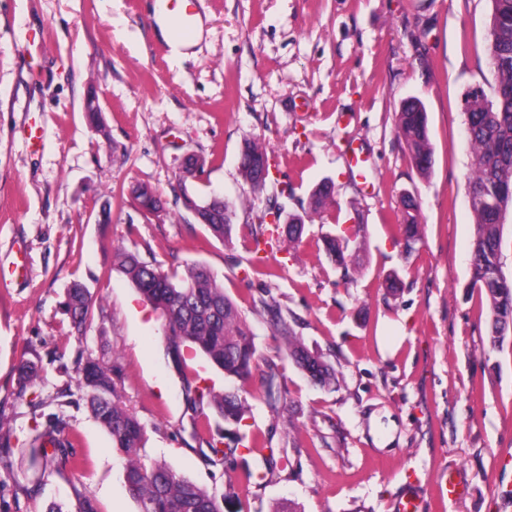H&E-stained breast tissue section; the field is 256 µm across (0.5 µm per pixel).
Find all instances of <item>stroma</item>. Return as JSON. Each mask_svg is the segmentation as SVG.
<instances>
[{
  "label": "stroma",
  "mask_w": 512,
  "mask_h": 512,
  "mask_svg": "<svg viewBox=\"0 0 512 512\" xmlns=\"http://www.w3.org/2000/svg\"><path fill=\"white\" fill-rule=\"evenodd\" d=\"M200 9V39L175 48L154 0H0V442L9 446L0 512H47L84 494L98 512H139L77 386L82 352L119 365L147 458L219 496L223 512H273L288 500L300 512H394L410 486L425 495L423 512H512V333L491 345L485 296L470 285L463 107L475 87L494 92L490 0H201ZM91 96L95 125L84 112ZM410 97L428 112L426 177L398 134ZM254 139L270 147L260 191L239 170ZM191 154L205 164L185 181ZM326 179L335 206L306 213ZM137 184L157 190L160 212L130 197ZM214 194L236 207L226 240L188 207ZM408 196L424 225L410 252L397 242ZM275 205L304 214L298 250L260 227ZM359 222L366 248L338 267L323 238ZM118 247L170 274L207 265L250 325L257 446L232 473L205 458L209 434L185 402L186 385L220 390L223 375L190 351L183 370L172 367L162 320L120 271ZM76 282L96 299L80 335L63 308ZM286 327L334 367L336 386L313 385L288 361ZM27 362L40 377L24 384ZM56 419L81 469L33 465L29 442ZM451 472L466 493L433 500Z\"/></svg>",
  "instance_id": "35a3bbf8"
}]
</instances>
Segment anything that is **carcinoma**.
<instances>
[{
  "label": "carcinoma",
  "instance_id": "obj_1",
  "mask_svg": "<svg viewBox=\"0 0 512 512\" xmlns=\"http://www.w3.org/2000/svg\"><path fill=\"white\" fill-rule=\"evenodd\" d=\"M489 38L486 52L495 86L512 87V0H491ZM467 134L472 150L469 188L479 194L471 201L474 237L471 250V285L484 292L489 311V336L492 344L504 341L512 330V277L503 271L502 239L504 214L512 203L501 196L512 188V96L470 94L465 111ZM397 129L404 139L419 173L426 177L433 166V148L429 139L427 112L416 98L402 102L397 113ZM240 173L256 189L269 177L268 149L260 141H249L241 152ZM133 195L154 211L163 209L161 196L147 186H138ZM334 200V183L327 179L309 195L308 211L317 213ZM197 221L224 239L231 234L235 209L224 198L213 196L202 205L192 204ZM292 223L275 224L273 230L288 244L300 245L303 220L291 215ZM404 246L413 247L421 239L418 206L414 199L404 201L399 225ZM366 227L355 224L323 239L326 255L337 265L348 268L356 253L364 249ZM114 257L132 285L149 303L163 322L165 350L178 369L184 364L183 348L198 351L224 379L236 384L231 390L212 388L187 390L186 399L195 409L209 408L224 423L219 439L207 441L213 457L230 464L249 448L246 420L250 408L243 393L257 367L255 337L236 304L224 293L223 284L211 270L198 262L186 265L176 278L152 267L128 251ZM95 300L90 290L76 282L67 289L64 307L76 333L84 332ZM288 358L314 384H336V371L318 352L298 338L285 341ZM82 390L94 419L107 431L112 448L122 457V478L130 495L139 504V512H222L215 494L178 473L162 460H148L141 455L146 430L137 416L121 399L117 366L88 356L77 369ZM61 426L56 421L37 433L31 441L32 460L48 465L56 456L68 457L60 439Z\"/></svg>",
  "mask_w": 512,
  "mask_h": 512
}]
</instances>
